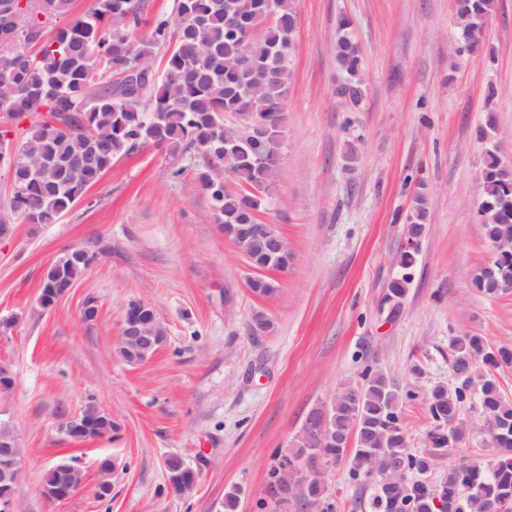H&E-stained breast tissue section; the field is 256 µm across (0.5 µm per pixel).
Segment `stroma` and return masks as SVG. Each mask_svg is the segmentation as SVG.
<instances>
[{
    "label": "stroma",
    "instance_id": "stroma-1",
    "mask_svg": "<svg viewBox=\"0 0 512 512\" xmlns=\"http://www.w3.org/2000/svg\"><path fill=\"white\" fill-rule=\"evenodd\" d=\"M481 52L469 51L455 22V0H295L277 192L260 218L292 252L286 271H258L211 217L196 181L199 159L172 158L152 146L118 157L58 223L16 225L0 240V317L20 319L0 337V364L13 385L0 393V418L15 427L24 481L17 512H224L240 492L239 512H260L267 473L307 414L337 391L358 386L365 366L415 392L404 402L409 445L432 456L427 481L460 462L493 458L476 400L461 409L465 440L437 448L422 395L461 379L452 345L483 336L512 347V292L477 293L474 271L494 249L478 213L489 143L478 140L486 109L493 140L512 161V0H495ZM350 22L365 78L360 108L336 95L344 74L335 58L337 23ZM494 99H487L488 87ZM359 147L346 157L348 142ZM425 183L429 219L410 270L398 264L404 217ZM106 241L111 250L53 308L39 297L52 261ZM398 306L386 298L402 274ZM273 282L272 294L250 282ZM153 304L167 340L142 365L113 354L128 304ZM94 320L82 316L86 303ZM263 313L270 330L254 333ZM111 413L112 437L83 443L58 428L87 400ZM179 456L197 475L176 493L165 461ZM77 459L82 488L47 502L43 476ZM113 462L110 476L99 470ZM109 479L112 494L96 486ZM325 512H359L371 488L345 464L322 463Z\"/></svg>",
    "mask_w": 512,
    "mask_h": 512
}]
</instances>
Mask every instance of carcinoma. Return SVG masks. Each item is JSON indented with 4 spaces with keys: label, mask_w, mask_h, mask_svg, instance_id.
Instances as JSON below:
<instances>
[{
    "label": "carcinoma",
    "mask_w": 512,
    "mask_h": 512,
    "mask_svg": "<svg viewBox=\"0 0 512 512\" xmlns=\"http://www.w3.org/2000/svg\"><path fill=\"white\" fill-rule=\"evenodd\" d=\"M13 0H0V112L29 125L19 140L0 139V165L12 167L14 190L0 206V223L54 224L112 168L113 161L145 146L175 156L193 152L201 159L197 182L208 197L219 224H242L273 199L282 161L284 106L291 79L296 13L293 0H177L176 17L158 18L147 37L137 29L144 22L143 0H97V8L46 32L53 20L71 13L72 0H35L27 9L4 13ZM494 0H456L461 35L489 22ZM338 23L336 60L345 72L337 95L356 109L365 95L358 44ZM237 116L232 134L224 132V114ZM224 147V165L240 189L230 190L212 172V150ZM512 176L503 169L497 150L486 151L482 171V224L495 243L512 236ZM426 195L418 193L407 215V235L416 244L400 252L399 263L410 268L427 224ZM242 248L257 263L271 255L269 238L253 236ZM89 265L72 249L57 261L44 287L70 286ZM476 291L496 296L512 289V255L476 269ZM454 369L464 376L450 392L442 385L426 394V412L433 424L429 438L441 448L459 443L466 426L461 407L477 393L484 424L492 433L496 456L487 469L461 464L438 482L422 476L431 458L409 448L402 402L411 391L371 366L362 384L336 393L327 412L328 438L310 430L321 412L308 413L294 440L268 474L265 498L274 512L306 509L316 512L325 486L313 478L292 481L296 470L316 459L345 461L351 480L373 486L370 512H436L434 500L447 512H486L493 507L512 512V400L505 397L493 370L512 366V347L491 346L479 335L454 345ZM488 368L476 378L471 362ZM354 448H348V441ZM169 479L184 490L195 473L172 456ZM399 472L402 487L387 490L380 477Z\"/></svg>",
    "instance_id": "obj_1"
}]
</instances>
